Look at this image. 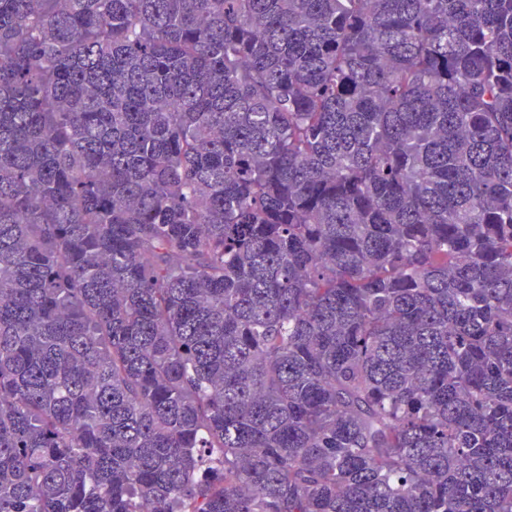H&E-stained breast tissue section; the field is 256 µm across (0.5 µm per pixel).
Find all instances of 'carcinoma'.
<instances>
[{"label":"carcinoma","mask_w":512,"mask_h":512,"mask_svg":"<svg viewBox=\"0 0 512 512\" xmlns=\"http://www.w3.org/2000/svg\"><path fill=\"white\" fill-rule=\"evenodd\" d=\"M512 512V0H0V512Z\"/></svg>","instance_id":"1"}]
</instances>
